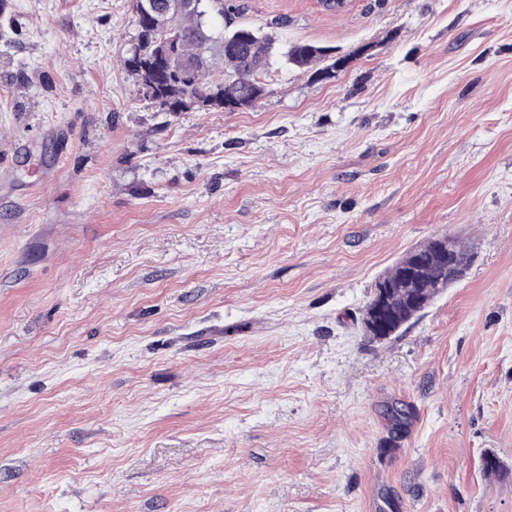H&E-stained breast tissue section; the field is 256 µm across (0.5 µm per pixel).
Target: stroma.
Segmentation results:
<instances>
[{"mask_svg": "<svg viewBox=\"0 0 512 512\" xmlns=\"http://www.w3.org/2000/svg\"><path fill=\"white\" fill-rule=\"evenodd\" d=\"M6 12L0 512H512V0H224L329 52L233 112L157 110L129 0ZM437 236L466 276L370 340ZM453 243L458 269L452 277L448 276V256L453 250L452 242L448 236H440L407 252L378 278L362 314L365 335L377 341L393 336L402 326L417 317L447 286L464 276L470 256L456 240L453 239ZM440 284L443 287L438 288Z\"/></svg>", "mask_w": 512, "mask_h": 512, "instance_id": "obj_1", "label": "stroma"}]
</instances>
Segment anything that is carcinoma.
<instances>
[{
	"mask_svg": "<svg viewBox=\"0 0 512 512\" xmlns=\"http://www.w3.org/2000/svg\"><path fill=\"white\" fill-rule=\"evenodd\" d=\"M169 0H153L154 11L133 0L135 35L123 59L146 97L162 112L198 105L222 108L230 98L247 105L264 88L255 75L267 65L272 38L248 26L218 29L213 16L224 17V0H194L195 7L175 17ZM324 55L311 43L285 52L289 64L307 67ZM458 269L448 276V237L440 236L410 250L375 283L362 314L365 335L381 341L417 317L444 288L460 280L470 256L454 243Z\"/></svg>",
	"mask_w": 512,
	"mask_h": 512,
	"instance_id": "obj_1",
	"label": "carcinoma"
}]
</instances>
